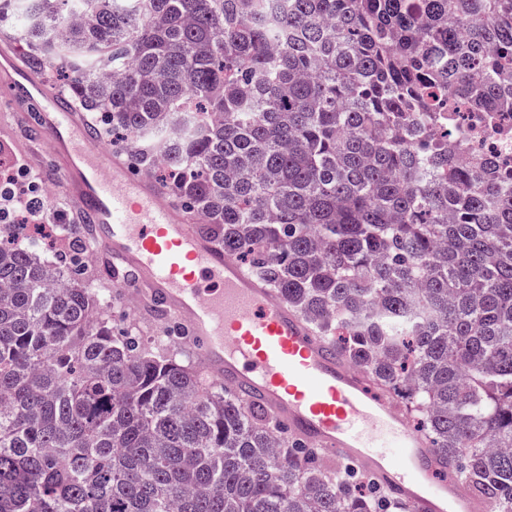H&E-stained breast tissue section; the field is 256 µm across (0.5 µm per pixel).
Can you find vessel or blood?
<instances>
[{
  "label": "vessel or blood",
  "instance_id": "1",
  "mask_svg": "<svg viewBox=\"0 0 512 512\" xmlns=\"http://www.w3.org/2000/svg\"><path fill=\"white\" fill-rule=\"evenodd\" d=\"M0 105L35 108L61 190L90 225L89 245L113 287L151 298L175 321L201 372L298 442L370 475L402 512H491L401 403L376 391L128 154L104 151L85 114L30 70L9 39L0 41Z\"/></svg>",
  "mask_w": 512,
  "mask_h": 512
}]
</instances>
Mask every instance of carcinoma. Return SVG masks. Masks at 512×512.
Listing matches in <instances>:
<instances>
[{
  "label": "carcinoma",
  "instance_id": "1",
  "mask_svg": "<svg viewBox=\"0 0 512 512\" xmlns=\"http://www.w3.org/2000/svg\"><path fill=\"white\" fill-rule=\"evenodd\" d=\"M27 62L512 512V0H0ZM0 225V512H388ZM488 113L495 112H448L449 132L468 139L474 149L497 160L512 163V124L495 126ZM476 114H479L476 117Z\"/></svg>",
  "mask_w": 512,
  "mask_h": 512
}]
</instances>
